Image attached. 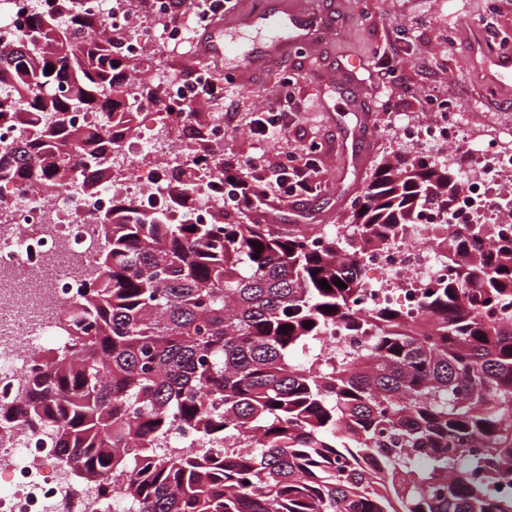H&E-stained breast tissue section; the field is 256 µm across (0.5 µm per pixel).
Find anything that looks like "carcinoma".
Listing matches in <instances>:
<instances>
[{
  "mask_svg": "<svg viewBox=\"0 0 512 512\" xmlns=\"http://www.w3.org/2000/svg\"><path fill=\"white\" fill-rule=\"evenodd\" d=\"M52 2L23 8L21 30L0 19V126L24 133L11 179L63 188L102 180L106 162L96 134L71 140L62 116L137 113L116 87L129 63L105 16ZM196 153L175 175L185 202L224 166ZM459 182L446 165L380 162L357 242L316 224H170L118 205L96 274L60 311L66 344L34 356L23 413L126 512H512L499 491L512 480L511 229L446 237L448 278L420 289L414 316L371 312L360 353L293 358L338 324L359 328L355 244L387 247ZM174 428L197 446L179 451Z\"/></svg>",
  "mask_w": 512,
  "mask_h": 512,
  "instance_id": "carcinoma-1",
  "label": "carcinoma"
}]
</instances>
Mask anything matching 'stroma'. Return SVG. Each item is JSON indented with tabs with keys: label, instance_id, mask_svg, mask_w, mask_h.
Here are the masks:
<instances>
[{
	"label": "stroma",
	"instance_id": "1",
	"mask_svg": "<svg viewBox=\"0 0 512 512\" xmlns=\"http://www.w3.org/2000/svg\"><path fill=\"white\" fill-rule=\"evenodd\" d=\"M336 14L345 18L341 31L322 44L299 51L288 66L272 73L238 78L225 85L224 104L233 115L224 126V158L240 161L312 141L322 143V191L304 214L271 211L274 224H319L332 228L348 223L358 209L366 182L380 161L408 159L411 148L400 137L404 118L431 109L443 111L448 101L467 112L496 113L512 126V101L479 83L464 60L465 32L479 19H494L492 36L512 37V0H334ZM157 45L156 65L168 79L188 75L190 43L163 44V24L147 17L143 32ZM408 42L409 55L394 62L388 80L373 74L377 47L395 38ZM364 61L349 85L337 82V67L351 59ZM296 80L302 111L273 138L250 132L255 111L272 98L282 76ZM369 122L367 143L355 140L362 122Z\"/></svg>",
	"mask_w": 512,
	"mask_h": 512
}]
</instances>
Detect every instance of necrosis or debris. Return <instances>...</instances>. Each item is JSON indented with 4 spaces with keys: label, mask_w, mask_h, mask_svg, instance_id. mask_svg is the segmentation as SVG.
<instances>
[{
    "label": "necrosis or debris",
    "mask_w": 512,
    "mask_h": 512,
    "mask_svg": "<svg viewBox=\"0 0 512 512\" xmlns=\"http://www.w3.org/2000/svg\"><path fill=\"white\" fill-rule=\"evenodd\" d=\"M131 0H88L104 13L111 27L123 30L124 49L149 76L157 69L145 55L140 23L129 11ZM163 102L149 105L152 121L134 145L112 144L103 138L99 148L111 169L122 172L119 182L93 192L84 179L56 190L43 184H20L0 178V397L20 404L22 389L33 373L32 353L45 337L66 338L58 319L60 309L76 300L95 269L100 246L99 226L119 197L130 198L144 213L166 210L169 223L185 214L209 223L220 219L224 198L212 192L220 174L196 191L186 209L170 204L166 186L173 163L190 165L189 150L176 146V131L187 123L185 91L166 81ZM495 126L487 112H442L427 121L411 120L401 128L406 143L419 153L457 154L470 123ZM512 171V147L502 145L473 153L459 192L447 211L420 210L391 246L361 255L372 270L360 298L359 314L392 304L410 308L415 289L446 277L438 239L448 231H463L479 220L504 224L512 214V191L500 177ZM121 504L98 489L65 474L57 459L54 437L24 418L0 431V512H121Z\"/></svg>",
    "instance_id": "4bbe7bcc"
}]
</instances>
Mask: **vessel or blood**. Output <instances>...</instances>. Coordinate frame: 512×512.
<instances>
[{"label": "vessel or blood", "mask_w": 512, "mask_h": 512, "mask_svg": "<svg viewBox=\"0 0 512 512\" xmlns=\"http://www.w3.org/2000/svg\"><path fill=\"white\" fill-rule=\"evenodd\" d=\"M338 16L315 9L311 0H240L227 21H214L197 37L200 58L232 60L238 73L270 72L293 48L309 46L333 30ZM256 32L258 40L240 45L238 34ZM469 65L484 82L512 89V40L486 45L482 31H473Z\"/></svg>", "instance_id": "obj_1"}]
</instances>
